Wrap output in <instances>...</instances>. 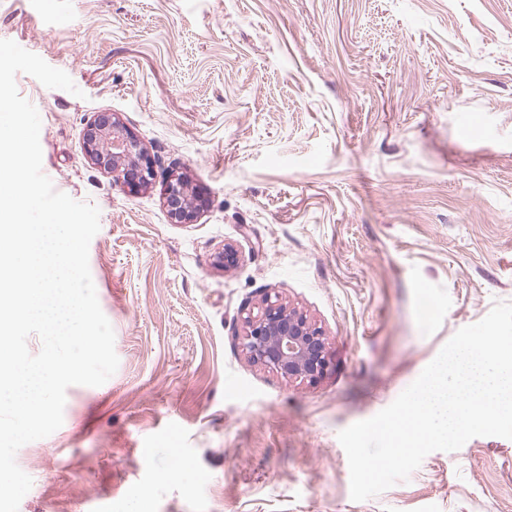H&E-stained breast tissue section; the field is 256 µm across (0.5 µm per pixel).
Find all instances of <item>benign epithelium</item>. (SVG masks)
<instances>
[{
	"label": "benign epithelium",
	"mask_w": 512,
	"mask_h": 512,
	"mask_svg": "<svg viewBox=\"0 0 512 512\" xmlns=\"http://www.w3.org/2000/svg\"><path fill=\"white\" fill-rule=\"evenodd\" d=\"M84 141L93 164L105 170L121 169L128 159L136 160V173L122 181L131 192L157 176L154 162L140 149L136 137L110 114L100 113L89 123ZM166 202L175 220L182 222L194 217L182 181L168 182ZM241 346L251 361L290 380L312 383L330 367L328 342L322 328L285 307L276 295H267L244 317Z\"/></svg>",
	"instance_id": "7a95c632"
}]
</instances>
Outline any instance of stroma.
Segmentation results:
<instances>
[{
	"mask_svg": "<svg viewBox=\"0 0 512 512\" xmlns=\"http://www.w3.org/2000/svg\"><path fill=\"white\" fill-rule=\"evenodd\" d=\"M0 39L81 91L15 78L43 173L100 210L119 358L17 451L19 512H512L510 439L432 452L361 502L338 440L512 302V0H0ZM100 113L157 164L136 193L86 154ZM170 175L202 198L192 221ZM268 293L324 331L318 382L242 350ZM166 202L170 214L176 221H188L194 217L192 207L188 206L184 183L181 180H169L166 189Z\"/></svg>",
	"mask_w": 512,
	"mask_h": 512,
	"instance_id": "stroma-1",
	"label": "stroma"
}]
</instances>
